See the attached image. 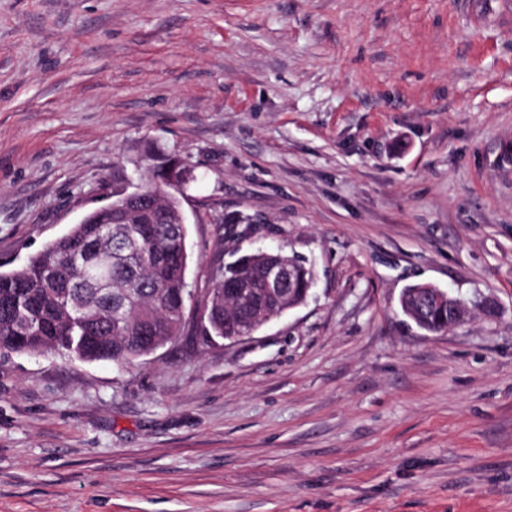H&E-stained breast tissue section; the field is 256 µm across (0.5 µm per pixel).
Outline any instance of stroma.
I'll list each match as a JSON object with an SVG mask.
<instances>
[{
    "label": "stroma",
    "instance_id": "stroma-1",
    "mask_svg": "<svg viewBox=\"0 0 512 512\" xmlns=\"http://www.w3.org/2000/svg\"><path fill=\"white\" fill-rule=\"evenodd\" d=\"M196 166L181 336L0 351V512H512V15L499 0H0V271ZM307 302L205 341L208 280ZM463 300L418 328L403 290ZM296 276L288 287V282ZM279 261L266 270V284L280 296L288 287L293 300H300L307 288H312L315 270L304 260L282 252L258 250L239 256L225 267L224 273L212 278L207 289L206 324L203 335L208 339L222 338L230 342L240 341L253 333L240 334L246 329H255L262 318L280 311L269 290L265 287L267 262ZM232 287V288H224ZM236 335V336H235Z\"/></svg>",
    "mask_w": 512,
    "mask_h": 512
}]
</instances>
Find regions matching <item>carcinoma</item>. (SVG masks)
Masks as SVG:
<instances>
[{"mask_svg": "<svg viewBox=\"0 0 512 512\" xmlns=\"http://www.w3.org/2000/svg\"><path fill=\"white\" fill-rule=\"evenodd\" d=\"M172 156H146L147 177L138 179L145 203L133 211L113 209L84 215L62 236L31 255L26 264L0 272V350L19 353H61L85 361L127 365L139 358L151 337L172 341L180 335V315L188 295V228L178 199L169 193L171 180H196L186 161L173 165ZM112 218V239L100 243L112 260L101 278L97 254L81 246ZM150 224L152 235L128 252L118 239ZM288 259L296 276L288 287L301 299L313 286L315 270L304 260L281 252L259 250L239 256L213 278L207 289L206 336H235L258 327L262 318L280 311L265 287L267 262ZM152 317L150 335H139L142 317ZM423 329H448V308L424 312Z\"/></svg>", "mask_w": 512, "mask_h": 512, "instance_id": "cac0c4a2", "label": "carcinoma"}]
</instances>
